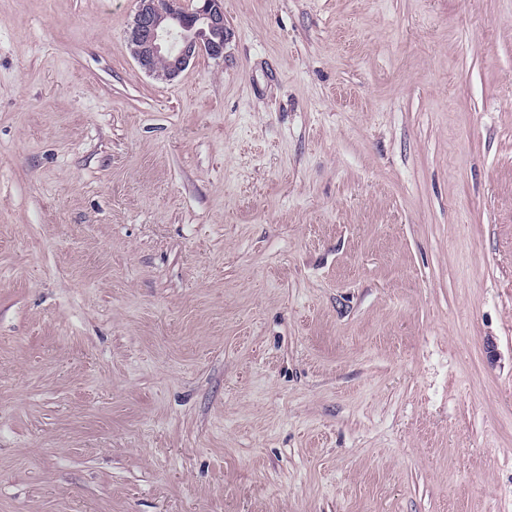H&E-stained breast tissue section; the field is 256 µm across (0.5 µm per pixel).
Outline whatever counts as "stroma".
<instances>
[{
	"label": "stroma",
	"mask_w": 512,
	"mask_h": 512,
	"mask_svg": "<svg viewBox=\"0 0 512 512\" xmlns=\"http://www.w3.org/2000/svg\"><path fill=\"white\" fill-rule=\"evenodd\" d=\"M0 0V512H512V0ZM129 50L138 65L157 78L155 64H166L165 80H173L206 52L220 57L228 32L223 0H197L187 11L182 0H136Z\"/></svg>",
	"instance_id": "35a3bbf8"
}]
</instances>
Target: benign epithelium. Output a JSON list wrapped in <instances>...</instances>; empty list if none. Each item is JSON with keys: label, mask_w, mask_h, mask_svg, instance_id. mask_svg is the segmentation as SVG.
Here are the masks:
<instances>
[{"label": "benign epithelium", "mask_w": 512, "mask_h": 512, "mask_svg": "<svg viewBox=\"0 0 512 512\" xmlns=\"http://www.w3.org/2000/svg\"><path fill=\"white\" fill-rule=\"evenodd\" d=\"M137 9L129 34V50L138 65L155 76V64H166L170 81L205 52L212 57L224 54L228 32L224 20V0H197L194 10L182 0H136Z\"/></svg>", "instance_id": "obj_1"}]
</instances>
